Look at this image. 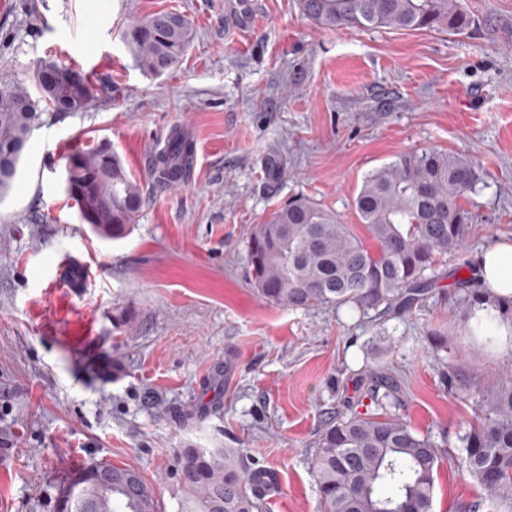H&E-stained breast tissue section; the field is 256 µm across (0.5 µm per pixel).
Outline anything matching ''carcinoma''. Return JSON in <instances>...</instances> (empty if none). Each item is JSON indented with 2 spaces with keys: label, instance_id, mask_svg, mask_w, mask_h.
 <instances>
[{
  "label": "carcinoma",
  "instance_id": "1",
  "mask_svg": "<svg viewBox=\"0 0 512 512\" xmlns=\"http://www.w3.org/2000/svg\"><path fill=\"white\" fill-rule=\"evenodd\" d=\"M319 29H389L472 32L475 21L459 0H298ZM194 34L184 17L166 11L132 21L123 30L138 66L151 74L174 68ZM37 95H32L30 88ZM94 98L82 72L53 60L37 62L29 81L0 76V196L12 186L24 148L44 108L74 106ZM194 143L174 129L149 171L153 185L186 184ZM66 169L80 217L92 231L118 240L135 223L143 203L140 183L120 157L103 144L71 154ZM478 180L475 163L457 153L428 149L406 153L369 173L354 200L368 238L335 212L294 198L253 225L248 239L250 283L266 300L312 310L347 306L386 320L410 311L436 284L437 257L461 250L474 220L460 200ZM466 305L463 326L475 335L493 331V318L476 316L486 298L471 279L454 280ZM374 408L338 411L326 422L310 458L319 512H432L441 462L438 445L419 435L396 412L401 391L393 377H370ZM456 472L480 490L492 512H512V379L502 377L482 401L462 438ZM241 448H181L173 472L179 486L177 512H266L263 469L242 465ZM112 471V487H101L100 469ZM59 512H158L154 487L129 466L91 462L76 470L59 496Z\"/></svg>",
  "mask_w": 512,
  "mask_h": 512
}]
</instances>
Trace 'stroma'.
<instances>
[{
  "instance_id": "1",
  "label": "stroma",
  "mask_w": 512,
  "mask_h": 512,
  "mask_svg": "<svg viewBox=\"0 0 512 512\" xmlns=\"http://www.w3.org/2000/svg\"><path fill=\"white\" fill-rule=\"evenodd\" d=\"M478 30H321L297 0H253L251 24L228 29L224 0H0V73L27 78L53 59L97 92L82 112L48 117L0 198V512H57L69 462L131 465L176 512L173 454L243 449L275 477L267 512H318L308 459L327 419L363 404L357 376L386 371L401 415L441 446L433 512H464L474 485L451 463L474 411L512 373V349L460 322L453 272L476 274L488 246L512 240V0H464ZM165 10L194 39L182 62L144 72L122 28ZM188 130L187 183L146 184L172 127ZM107 141L144 185L126 237L104 240L65 192L66 157ZM474 160L466 243L441 258V280L410 312L381 322L344 307L271 303L249 284L247 240L277 207L305 197L358 223L365 177L423 149ZM286 166L270 179L264 157ZM86 287L47 284L68 257ZM90 317L95 335L74 333ZM448 334L434 350L431 334ZM222 408L192 422L213 380Z\"/></svg>"
}]
</instances>
